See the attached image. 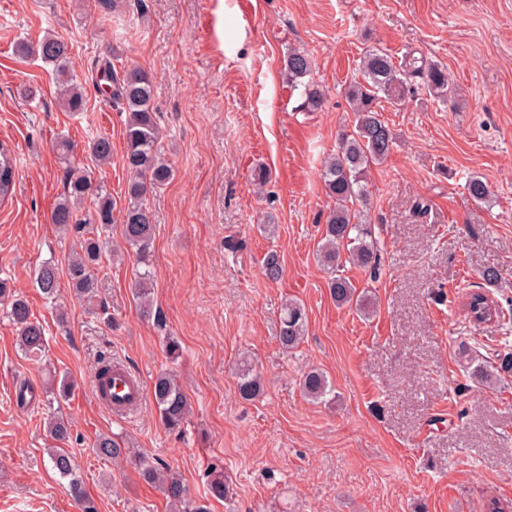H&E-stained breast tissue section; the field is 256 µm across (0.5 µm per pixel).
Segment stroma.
<instances>
[{
    "mask_svg": "<svg viewBox=\"0 0 512 512\" xmlns=\"http://www.w3.org/2000/svg\"><path fill=\"white\" fill-rule=\"evenodd\" d=\"M48 31L72 45L84 113L61 108L51 66L15 52ZM371 47L447 66L456 95L441 102L420 86L402 106H381L394 144L368 172L365 208L380 275L343 269L378 299L367 321L331 300L316 249L332 205L321 163L352 124L346 87ZM294 49L312 60L321 109L304 107L302 87L288 81ZM110 52L152 75L175 169L147 197L160 326L139 312L131 258L107 266L93 303L64 283L60 311L33 284L45 259L66 269L77 240L50 222L64 191L57 137L73 142V165L124 201V117L95 74ZM29 87L39 100L24 98ZM99 134L112 140L103 169L88 151ZM0 141L18 162L13 196L0 204V278L25 296L48 340L45 361L25 358L0 314V512H79L45 466L53 442L42 412L15 402L20 382L41 387L49 367L73 384L66 447L97 512H169L131 464L93 454L101 434L177 470L196 498L209 468L223 467L233 495L209 512H486L491 498L512 501V377L477 388L461 356L512 337V0H127L115 16L100 0H0ZM259 165L271 171L261 187L251 179ZM474 175L491 190L486 203L465 189ZM273 249L283 259L276 281L262 269ZM489 268L499 279L485 291L505 312L492 329L459 303ZM289 298L308 315L290 353L277 339ZM167 335L183 349L174 363ZM103 355L148 384L174 369L192 405L182 430L161 425L149 396L121 418L95 402L89 385ZM244 356L263 385L251 402L236 395ZM313 367L333 383L335 405L303 397L299 379Z\"/></svg>",
    "mask_w": 512,
    "mask_h": 512,
    "instance_id": "obj_1",
    "label": "stroma"
}]
</instances>
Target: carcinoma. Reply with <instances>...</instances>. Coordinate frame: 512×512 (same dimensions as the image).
Returning <instances> with one entry per match:
<instances>
[{
  "label": "carcinoma",
  "mask_w": 512,
  "mask_h": 512,
  "mask_svg": "<svg viewBox=\"0 0 512 512\" xmlns=\"http://www.w3.org/2000/svg\"><path fill=\"white\" fill-rule=\"evenodd\" d=\"M22 57H37L52 66L57 84L58 98L67 112L80 113L87 109V101L77 74L71 66L68 43L47 33L35 42L22 40L16 45ZM288 78L298 81L310 75V57L302 51L288 53ZM361 78L348 86L347 96L354 112V124L344 130L336 153L323 163L320 177L325 192L334 201L322 230L317 249L320 264L331 273L329 291L339 306L353 307L363 316L375 313V295L369 290L359 291L349 278L340 274L346 264L359 266L376 274L379 265L377 241L372 237L371 225L364 219L366 201L365 177L371 166L383 162L393 146V133L381 119L379 103L383 100L400 105L413 90V80L419 78L428 92L445 100L452 98L454 87L448 68L413 53H407L400 62L377 48L364 52L360 61ZM102 80L112 83V102L125 113L124 167L128 174L120 216H115L116 203L106 185L92 178V171L71 165L72 142L61 137L54 150L63 165L65 191L51 213V223L63 231L77 234V248L72 250L67 276L73 295L87 302L98 296L102 281L98 268L105 255H115L124 249L135 255L137 270L133 289L143 315L160 319L153 314L151 291L154 277L151 271V244L153 216L147 206L148 193L166 185L173 176V167L162 152L160 131L152 105L153 83L150 74L137 66L115 69L109 61L101 65ZM96 165H104L112 158V141L98 135L88 145ZM16 178V158L7 143L0 142V204L12 197ZM465 189L478 203L489 200L488 184L478 176L471 177ZM121 224V242L114 243L106 235L114 223ZM283 271L278 251L270 250L263 258V272L267 279L278 280ZM36 288L47 300L59 298V269L52 261L39 264L34 274ZM486 300L483 287L470 286L463 307L468 316L479 321L477 307ZM0 307L18 329L19 349L35 360L45 356L48 341L45 328L38 321L28 302L0 280ZM278 341L291 351L304 341L308 317L304 306L296 299H287L279 312ZM505 349L494 361H482L468 371L469 379L479 386H490L503 374H512V349L508 337H503ZM304 397L320 404L336 402V392L327 374L319 368L307 370L300 378ZM72 385L67 378L48 380L42 405L48 408L46 427L48 436L61 444L71 437V422L54 404L70 397ZM236 390L243 401L257 399L263 391L260 377L252 366L241 361L236 368ZM151 393L162 425L170 430L181 429L191 414V403L181 388L174 372L162 371L153 381ZM103 459L126 458L137 466L143 480L156 484L163 492L173 512H209V507L189 496L180 475L169 466L147 460L118 438L104 434L93 448ZM48 466L60 477L68 480L71 496L80 504L82 512H95L86 495L83 480L78 474L73 456L59 446L48 449ZM207 489L211 498L221 500L232 493V486L224 469L211 467L207 472Z\"/></svg>",
  "instance_id": "cac0c4a2"
}]
</instances>
